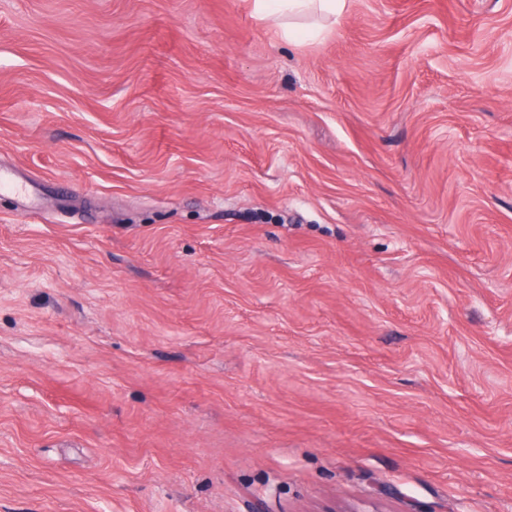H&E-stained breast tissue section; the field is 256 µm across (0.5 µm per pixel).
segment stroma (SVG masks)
<instances>
[{"instance_id":"1","label":"stroma","mask_w":512,"mask_h":512,"mask_svg":"<svg viewBox=\"0 0 512 512\" xmlns=\"http://www.w3.org/2000/svg\"><path fill=\"white\" fill-rule=\"evenodd\" d=\"M0 168V512H512V0H0ZM344 8L345 0H254L255 13L261 18H267L286 11L292 15L319 11L336 16Z\"/></svg>"}]
</instances>
